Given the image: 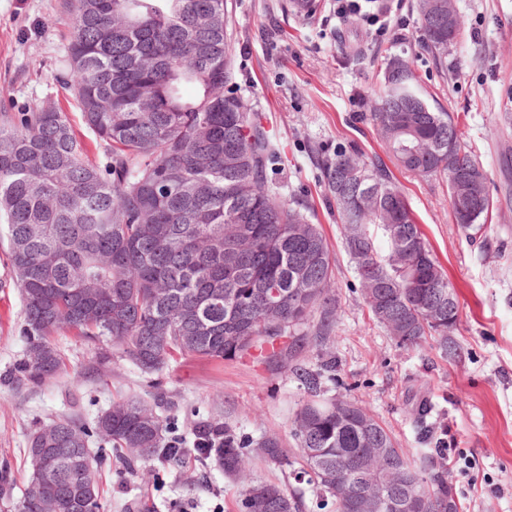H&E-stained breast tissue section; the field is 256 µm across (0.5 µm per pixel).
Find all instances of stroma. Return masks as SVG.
<instances>
[{
	"label": "stroma",
	"mask_w": 512,
	"mask_h": 512,
	"mask_svg": "<svg viewBox=\"0 0 512 512\" xmlns=\"http://www.w3.org/2000/svg\"><path fill=\"white\" fill-rule=\"evenodd\" d=\"M63 3L0 0V108L68 112L89 159L101 164L99 139L55 80L73 28ZM319 3L311 17L295 13L290 0H227V8L232 86L261 114L283 152L270 186L287 203L307 206L336 259L338 309L327 346L338 371L329 391L356 400L408 458L428 446L461 449L472 481L451 479L460 512H512V0H452L462 29L443 66L420 36L416 0H384L390 15L382 36L362 16L337 17L334 0ZM395 55L411 60L427 103L451 113L472 146L496 204L486 224L461 229L448 206L446 180L397 168L377 136L368 101ZM346 141L390 169L454 284L457 356H443L432 339L416 351L399 348L364 302L316 162L317 152ZM21 323L22 299L0 237V371L26 354ZM55 341L62 371L21 392L0 387V461L10 462L20 492L27 486L28 437L52 419L76 414L90 422L114 401L150 405L158 399L159 418L173 419L185 437L196 419L220 417L253 437L276 434L287 441L305 397L286 365L254 358L217 363L187 354L147 374L108 340L64 333ZM423 400L433 406L427 441L415 423ZM96 476L102 512H128L138 501L148 502L150 512H237V488L207 464L175 475L140 462L128 475L110 455Z\"/></svg>",
	"instance_id": "stroma-1"
}]
</instances>
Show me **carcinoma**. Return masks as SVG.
<instances>
[{
	"label": "carcinoma",
	"instance_id": "cac0c4a2",
	"mask_svg": "<svg viewBox=\"0 0 512 512\" xmlns=\"http://www.w3.org/2000/svg\"><path fill=\"white\" fill-rule=\"evenodd\" d=\"M75 18L63 69L85 124L104 143L107 161H89L68 113L50 107L0 113V218L7 223L9 275L23 301L20 328L28 356L0 373L15 391L57 374L64 361L54 335L109 338L139 369L158 371L177 355L214 361L245 356L278 363L332 327L338 301L335 264L320 225L268 187L282 159L258 113L230 87L232 50L226 0H73ZM421 32L438 59L460 27L448 25V0H418ZM194 87L187 97L182 88ZM370 120L397 162L423 176L464 175L448 184L463 229L488 219L487 177L447 112H435L414 84L411 63L388 60ZM345 250L368 307L396 344L420 348L432 336L448 355L460 324L453 284L434 256L389 170L352 143L320 158ZM379 226L387 252H379ZM281 291L275 308L268 290ZM321 325L307 331L314 312ZM308 399L291 422L296 447L276 435L255 439L230 423L201 418L191 443L153 410L129 398L92 422L53 421L55 439L28 438L54 459L38 487L28 482L16 512H55L90 502L102 512L94 466L104 449L131 463L156 462L170 473L209 462L240 485L238 512H303L304 491L248 477L256 457L288 468L313 487L316 508L343 512L344 487L366 484L419 512H458L448 496L446 458L429 448L410 460L391 433L344 394H327L336 355L323 349L314 369L293 367ZM144 449L136 453L134 449ZM375 448L388 449L374 467ZM15 473L0 465V498L11 499Z\"/></svg>",
	"mask_w": 512,
	"mask_h": 512
}]
</instances>
